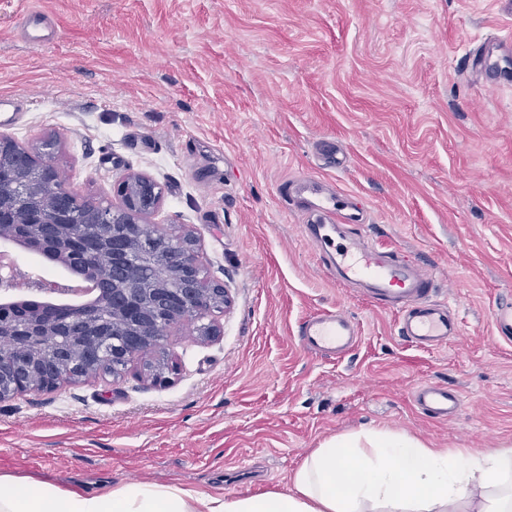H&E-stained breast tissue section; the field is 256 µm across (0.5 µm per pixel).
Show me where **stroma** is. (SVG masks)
<instances>
[{
	"label": "stroma",
	"instance_id": "stroma-1",
	"mask_svg": "<svg viewBox=\"0 0 512 512\" xmlns=\"http://www.w3.org/2000/svg\"><path fill=\"white\" fill-rule=\"evenodd\" d=\"M31 9L54 27L37 45ZM511 32L512 0H0V135L56 138L83 197L151 177V224L190 231L231 299L119 376L0 402V474L257 494L368 428L512 447V343L492 323L512 300V81L463 66L490 41L512 53ZM306 176L362 207L365 242L428 268L461 336L419 348L396 310L326 271L285 195ZM325 310L358 325L346 356L297 336ZM423 382L462 392L460 414L423 413Z\"/></svg>",
	"mask_w": 512,
	"mask_h": 512
}]
</instances>
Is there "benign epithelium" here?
<instances>
[{
  "label": "benign epithelium",
  "mask_w": 512,
  "mask_h": 512,
  "mask_svg": "<svg viewBox=\"0 0 512 512\" xmlns=\"http://www.w3.org/2000/svg\"><path fill=\"white\" fill-rule=\"evenodd\" d=\"M55 147L52 137L42 139L37 146L0 137V240L20 244L29 251L48 252L65 265L92 262L96 276L110 272L116 284L134 278L132 236L114 235L106 241L96 235L95 227L120 219L141 232L151 231L146 218L158 209L162 192L149 176L132 173L115 182L113 193L121 201L118 207L109 208L80 197L63 185L48 210L35 207L29 214L12 213L7 198L16 184L52 180L50 155ZM76 209L87 213L82 225L71 223ZM178 243L183 260L175 266L174 274L182 279L183 288L176 293L137 282L110 291L100 288L96 299L69 308L52 305L21 314L0 309V347L9 337L35 345L26 356L0 352V401L34 390L55 389L62 383L55 363L63 357L70 359L72 380L79 381L99 373L100 368L83 364L78 352L107 348L109 359L127 364L136 355L162 346L165 336L157 334L155 321L163 319L174 328L191 314L225 307L228 296L222 286L198 287L202 264L193 236H180ZM117 324L127 329L125 342L118 345L112 343Z\"/></svg>",
  "instance_id": "obj_1"
}]
</instances>
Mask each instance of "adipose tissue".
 Instances as JSON below:
<instances>
[{
    "label": "adipose tissue",
    "mask_w": 512,
    "mask_h": 512,
    "mask_svg": "<svg viewBox=\"0 0 512 512\" xmlns=\"http://www.w3.org/2000/svg\"><path fill=\"white\" fill-rule=\"evenodd\" d=\"M292 489L233 498L130 481L103 493L0 474V512H512V448L466 454L372 429L334 438Z\"/></svg>",
    "instance_id": "obj_1"
}]
</instances>
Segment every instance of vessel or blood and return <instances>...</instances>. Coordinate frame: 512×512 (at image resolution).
Wrapping results in <instances>:
<instances>
[{"label":"vessel or blood","mask_w":512,"mask_h":512,"mask_svg":"<svg viewBox=\"0 0 512 512\" xmlns=\"http://www.w3.org/2000/svg\"><path fill=\"white\" fill-rule=\"evenodd\" d=\"M303 191L309 199L300 201L306 216L305 232L316 245L323 265L337 279L369 286V296L376 306L394 307L403 303L400 333L419 347L432 350L445 346L460 327L448 316V308L435 301V278L420 265L395 252H383L362 244L359 237L345 232L348 224L363 223L362 209L339 193H322L316 182L304 179ZM497 337L512 342V304L503 302L494 309ZM356 324L336 311H323L299 326L302 345L318 352L343 354L356 342ZM415 401L435 419L448 420L462 409L461 393L448 387L425 383L415 392Z\"/></svg>","instance_id":"vessel-or-blood-1"}]
</instances>
